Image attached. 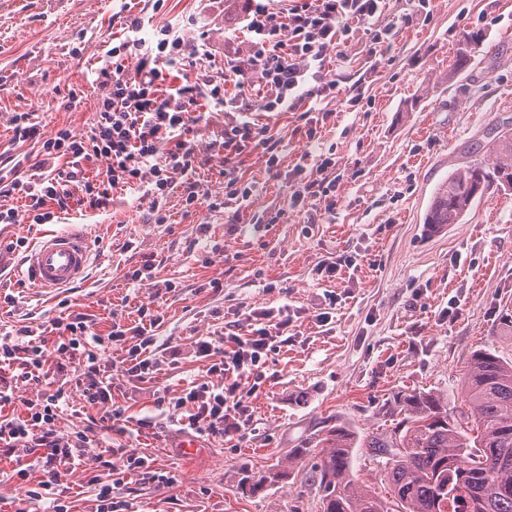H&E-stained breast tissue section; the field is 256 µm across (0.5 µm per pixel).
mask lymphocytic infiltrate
I'll return each mask as SVG.
<instances>
[{
    "label": "lymphocytic infiltrate",
    "instance_id": "1",
    "mask_svg": "<svg viewBox=\"0 0 512 512\" xmlns=\"http://www.w3.org/2000/svg\"><path fill=\"white\" fill-rule=\"evenodd\" d=\"M390 0H293L288 12L256 5L246 24L247 54L226 60L221 74L203 68L201 58L186 50L172 29H159L155 46L142 35L144 18L129 0L119 14L124 39L112 47L96 72L102 90L96 118L84 135L66 127L41 135L28 113L13 119L14 139L37 141L40 158L33 173L22 175V162L0 167V196L29 199V220L50 224L71 205L91 211L118 206L122 193L150 198L149 221L164 224L168 215L162 201L174 188L183 191L185 209L197 207L195 178L203 156L188 139L191 126L215 112H233L237 118L224 126L217 148L224 154V202L228 224L249 204L250 188L241 186L236 161L255 151L266 157L268 169L279 164L280 142L267 127L251 121L255 112H310L314 103L330 97L335 82L324 79L328 53H343V37L351 23L379 21ZM139 57L135 70L124 58ZM195 70L194 81L183 80ZM244 90L241 98L225 94L226 86ZM105 159L104 173L93 176L85 167ZM254 326L247 333H230L212 342L199 338V356L209 359L213 383H201L173 398L158 397L157 408L167 411L182 429L197 437L234 438L248 422V399L259 387L261 368L269 353L288 342L292 319L287 309H253L247 314ZM164 321L161 311L141 309L133 327L113 325L108 335L94 332L84 314H67L56 322L54 341L34 335L30 328L0 338V368L18 366L15 379L0 376V456L14 460L10 475L21 505L46 503L45 512H71L65 486L68 476L100 471L88 479L97 491L96 512H138L135 499L118 495L127 477L167 487L171 476L154 470L149 456L135 448L114 446V437L128 438L133 428L149 429L151 418L130 420L112 400V380L105 376L97 350H122L120 366L128 377L150 382L158 368L155 330ZM71 360L75 383L56 378L49 354ZM36 393L26 400L23 414L10 412L19 386ZM78 397L84 408L100 410L81 430L61 434L58 420L63 406ZM97 449L89 459V449Z\"/></svg>",
    "mask_w": 512,
    "mask_h": 512
}]
</instances>
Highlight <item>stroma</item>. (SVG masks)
<instances>
[{
    "label": "stroma",
    "instance_id": "stroma-1",
    "mask_svg": "<svg viewBox=\"0 0 512 512\" xmlns=\"http://www.w3.org/2000/svg\"><path fill=\"white\" fill-rule=\"evenodd\" d=\"M153 3L141 0L144 18L173 27L212 71L246 48L250 0H167L158 11ZM118 9L117 0H0V162L38 151L15 142L16 113L33 114L47 134L90 130L98 94L91 71L123 36L112 20ZM383 21L394 34L382 56L366 55L372 27L364 23L353 28L346 58H329L324 71L339 82L318 124L334 161L335 199L308 197L290 208L295 167L312 166L315 148L299 113L273 112L258 121L281 140L278 171L260 153L239 158L253 198L236 228L208 206L224 196L220 154L198 172L202 197L192 213L175 190L165 224L150 223L149 200L135 195L90 218L94 264L86 284L65 291L69 309L87 314L103 336L113 323L136 325L140 307L165 315L154 381L122 375L112 350L100 353L114 401L130 416L156 419L132 446L176 476L171 487L144 488L146 512H290L299 484L241 500L234 474L284 460L330 415L375 429L403 391L457 401L472 351L512 360V191L490 189L441 234L423 225L436 184L487 145L488 128L512 124V0H431L425 14L412 0H391ZM73 89L83 96L68 110ZM43 230L24 218L0 230V333L28 326L52 340L69 310L17 278L25 251L16 241L34 242ZM329 257L343 261L332 278L316 272ZM146 263L151 279L132 288L127 271ZM215 278L222 290L209 288ZM282 306L293 335L269 353L243 435L205 438L196 453H183L179 427L158 414L156 398L207 381L198 337L246 333L245 312Z\"/></svg>",
    "mask_w": 512,
    "mask_h": 512
}]
</instances>
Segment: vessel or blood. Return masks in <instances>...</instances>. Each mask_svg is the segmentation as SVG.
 I'll return each instance as SVG.
<instances>
[{
	"label": "vessel or blood",
	"mask_w": 512,
	"mask_h": 512,
	"mask_svg": "<svg viewBox=\"0 0 512 512\" xmlns=\"http://www.w3.org/2000/svg\"><path fill=\"white\" fill-rule=\"evenodd\" d=\"M92 262L91 238L80 228L41 233L22 259L31 289L50 299L84 282Z\"/></svg>",
	"instance_id": "1"
}]
</instances>
